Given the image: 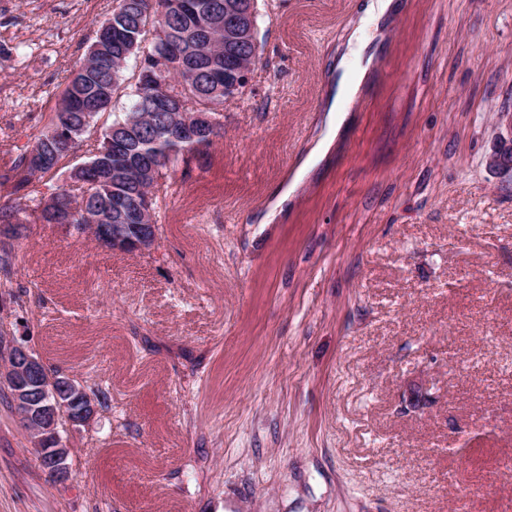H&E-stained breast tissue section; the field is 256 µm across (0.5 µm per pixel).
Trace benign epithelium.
I'll return each mask as SVG.
<instances>
[{
	"instance_id": "1",
	"label": "benign epithelium",
	"mask_w": 512,
	"mask_h": 512,
	"mask_svg": "<svg viewBox=\"0 0 512 512\" xmlns=\"http://www.w3.org/2000/svg\"><path fill=\"white\" fill-rule=\"evenodd\" d=\"M196 123L191 135L212 137L214 116L209 112L195 113ZM489 170L512 176V137L500 142L486 159ZM92 232L112 245L116 251L135 252L150 248L155 241V225L107 224L105 219L92 225ZM61 384L47 375L42 357L32 348L19 343L9 344L0 363V385L13 394L17 406L24 409L25 428L35 436L43 471L55 483L71 477V449L63 443L59 426L66 422L72 428L87 424L97 413L95 401L86 395L83 384L74 377L59 372Z\"/></svg>"
}]
</instances>
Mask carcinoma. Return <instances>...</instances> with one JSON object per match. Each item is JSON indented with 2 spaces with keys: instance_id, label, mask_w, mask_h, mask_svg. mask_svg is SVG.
Wrapping results in <instances>:
<instances>
[{
  "instance_id": "carcinoma-1",
  "label": "carcinoma",
  "mask_w": 512,
  "mask_h": 512,
  "mask_svg": "<svg viewBox=\"0 0 512 512\" xmlns=\"http://www.w3.org/2000/svg\"><path fill=\"white\" fill-rule=\"evenodd\" d=\"M174 0H117L112 10V25L119 28L122 38L101 43L84 58L67 82L56 107V113L66 115L64 136L45 131L35 138L31 148L20 154L11 171L24 168L17 181L12 176H0V182L12 183V193L31 195L30 184L41 179L73 154L89 131L92 119L110 110L124 83L131 58L142 63L144 70H156L161 84L172 83L177 91L179 106L173 111L192 119L195 112H210L220 120L224 107L238 100L245 84L236 80L234 69L249 62L253 46L258 44L257 0H184L192 9L173 10L174 22L182 27V44H171L165 29L159 25L157 13ZM224 13L227 28L212 29L207 14L212 9ZM153 25L152 39H147L148 25ZM129 96L132 103L124 112L115 114L112 126L103 134V143L92 154L79 181L80 194L62 188L57 195L67 199L78 218L73 229L83 235L88 217L103 213L114 197L126 198L131 207L124 214L111 218L113 224H138L136 203L158 185L165 172L187 165L199 152L198 140L188 134L183 123H167L168 113L152 114L146 94L151 88L142 85V73L133 74ZM151 119L142 122V131L128 139L119 152H106V142L112 139V127L127 125L139 116ZM21 209L14 205L0 206V236L14 238L21 234ZM33 221L57 224L59 215L40 198L31 209Z\"/></svg>"
}]
</instances>
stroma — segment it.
Here are the masks:
<instances>
[{
    "mask_svg": "<svg viewBox=\"0 0 512 512\" xmlns=\"http://www.w3.org/2000/svg\"><path fill=\"white\" fill-rule=\"evenodd\" d=\"M363 3L258 0L262 61L151 249L15 239L0 328L99 413L60 484L1 398L0 512H512V179L485 164L512 136V0ZM113 6L0 0V173ZM343 55L369 84L308 167Z\"/></svg>",
    "mask_w": 512,
    "mask_h": 512,
    "instance_id": "obj_1",
    "label": "stroma"
}]
</instances>
